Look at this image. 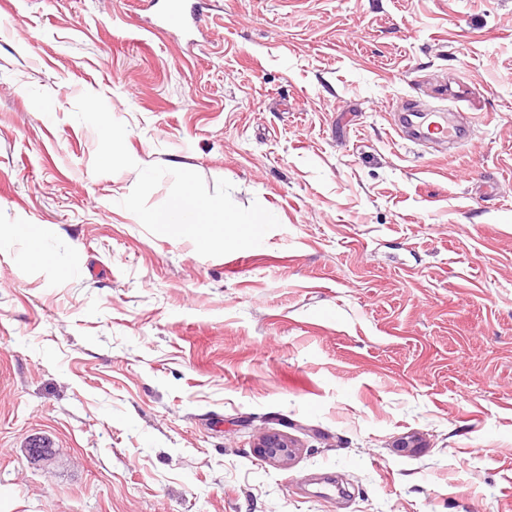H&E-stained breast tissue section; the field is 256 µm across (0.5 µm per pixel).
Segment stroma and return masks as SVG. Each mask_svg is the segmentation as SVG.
<instances>
[{"label":"stroma","instance_id":"obj_1","mask_svg":"<svg viewBox=\"0 0 512 512\" xmlns=\"http://www.w3.org/2000/svg\"><path fill=\"white\" fill-rule=\"evenodd\" d=\"M200 3L193 46L147 0H0V512H512V0ZM86 91L279 228L148 232ZM409 103L471 141L420 153ZM255 448L264 459L285 462L294 455L293 448L296 446L285 435L270 433L262 437Z\"/></svg>","mask_w":512,"mask_h":512}]
</instances>
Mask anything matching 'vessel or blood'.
Here are the masks:
<instances>
[{
    "label": "vessel or blood",
    "mask_w": 512,
    "mask_h": 512,
    "mask_svg": "<svg viewBox=\"0 0 512 512\" xmlns=\"http://www.w3.org/2000/svg\"><path fill=\"white\" fill-rule=\"evenodd\" d=\"M200 19L195 8L184 0H163L150 24L155 30L173 35L198 27ZM396 134L405 140L419 143L432 142L451 148L466 144L471 129L459 117L444 110L406 113L394 124Z\"/></svg>",
    "instance_id": "b4317fda"
}]
</instances>
